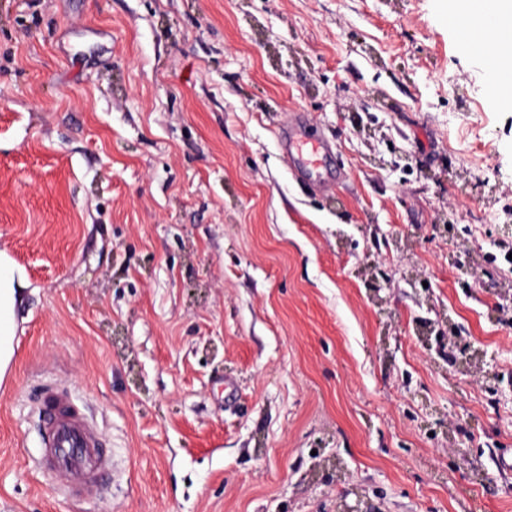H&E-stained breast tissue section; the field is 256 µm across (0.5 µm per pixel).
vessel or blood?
<instances>
[{
  "label": "vessel or blood",
  "instance_id": "1",
  "mask_svg": "<svg viewBox=\"0 0 512 512\" xmlns=\"http://www.w3.org/2000/svg\"><path fill=\"white\" fill-rule=\"evenodd\" d=\"M279 142L308 175L318 172L331 152L330 143L310 138L294 115L280 132ZM37 415L42 431L37 467L48 471L69 497L91 496L111 465L97 428L73 402L68 390L52 384L43 388Z\"/></svg>",
  "mask_w": 512,
  "mask_h": 512
}]
</instances>
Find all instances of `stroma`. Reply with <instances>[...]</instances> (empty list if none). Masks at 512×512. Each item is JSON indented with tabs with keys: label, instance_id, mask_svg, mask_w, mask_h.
Instances as JSON below:
<instances>
[{
	"label": "stroma",
	"instance_id": "obj_1",
	"mask_svg": "<svg viewBox=\"0 0 512 512\" xmlns=\"http://www.w3.org/2000/svg\"><path fill=\"white\" fill-rule=\"evenodd\" d=\"M449 9L0 0V512H512V110ZM47 383L112 456L80 503ZM279 142L307 175L321 174L319 168L325 164L331 145L324 139H311L302 121L295 115L288 117V125L279 134ZM24 286L21 272L0 261V380L14 357V310ZM42 448L36 459L69 497L91 496L111 465L101 436L68 390L46 384L37 407Z\"/></svg>",
	"mask_w": 512,
	"mask_h": 512
}]
</instances>
